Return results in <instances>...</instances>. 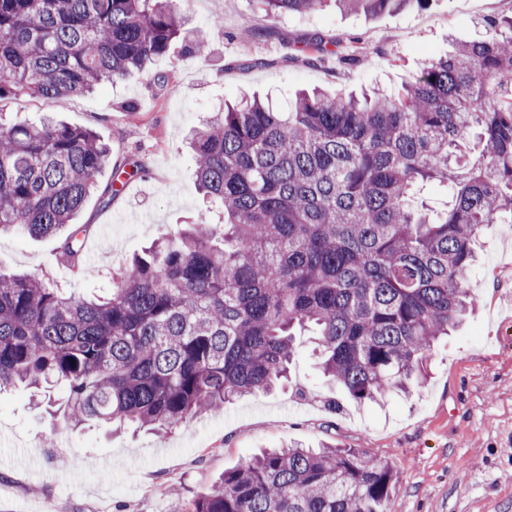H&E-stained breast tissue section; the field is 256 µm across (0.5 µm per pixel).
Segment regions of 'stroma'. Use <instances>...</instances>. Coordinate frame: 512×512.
<instances>
[{
    "label": "stroma",
    "mask_w": 512,
    "mask_h": 512,
    "mask_svg": "<svg viewBox=\"0 0 512 512\" xmlns=\"http://www.w3.org/2000/svg\"><path fill=\"white\" fill-rule=\"evenodd\" d=\"M179 12L186 33L215 18L223 29L194 58L173 45L154 66L168 82L136 73L87 95L0 100L5 118L49 114L91 128L113 160L144 166L110 205L96 193L86 200L82 274L60 264L56 238L16 233L0 235V271L49 274L77 294H100V273H119L161 235L217 222L185 138L225 103L256 94L286 110L304 88L398 90L449 38L472 39L477 21L512 13V0H426L374 17L329 8L269 20L255 0H180ZM316 37L335 44L322 62L302 50ZM475 249L478 306L434 345L427 382L381 406L356 404L318 374L305 336L283 388L237 398L170 434L76 430L35 407L24 387L0 394V512H176L240 460L291 442L392 461V512H512V223L480 234ZM104 458L112 467L98 470Z\"/></svg>",
    "instance_id": "obj_1"
}]
</instances>
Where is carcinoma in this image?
I'll list each match as a JSON object with an SVG mask.
<instances>
[{
  "label": "carcinoma",
  "instance_id": "1",
  "mask_svg": "<svg viewBox=\"0 0 512 512\" xmlns=\"http://www.w3.org/2000/svg\"><path fill=\"white\" fill-rule=\"evenodd\" d=\"M267 17L375 16L426 0H257ZM396 92L242 99L192 131L217 224L164 235L86 299L49 277L0 274V391L44 394L70 426L168 434L288 377L296 337L359 404L408 394L433 343L475 307L485 228L512 220V15L478 21ZM181 39L176 0H0V100L83 95L143 72ZM97 134L0 117V233L57 236L81 271L77 223L100 170ZM137 172L140 164L132 165ZM451 193L434 211L429 186ZM392 463L359 448H272L224 472L185 512H391Z\"/></svg>",
  "mask_w": 512,
  "mask_h": 512
}]
</instances>
